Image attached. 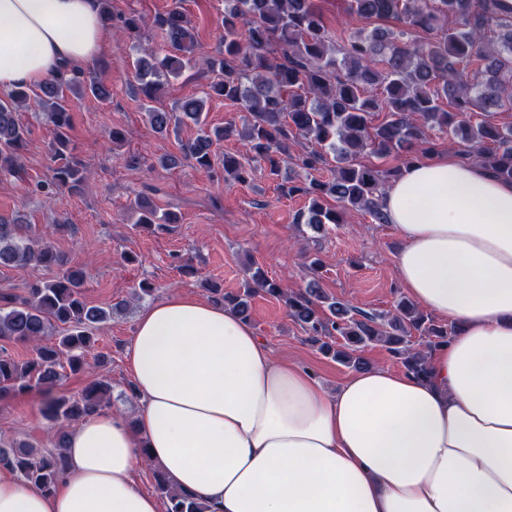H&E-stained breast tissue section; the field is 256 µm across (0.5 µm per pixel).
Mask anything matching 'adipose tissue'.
<instances>
[{
	"label": "adipose tissue",
	"instance_id": "ef3b65f1",
	"mask_svg": "<svg viewBox=\"0 0 512 512\" xmlns=\"http://www.w3.org/2000/svg\"><path fill=\"white\" fill-rule=\"evenodd\" d=\"M98 0H0V91L97 62ZM382 211L397 275L458 329L430 376L372 367L328 393L231 308L145 307L126 356L140 400L70 434L45 493L0 470V512H160L159 467L208 512H512V182L451 155L408 166Z\"/></svg>",
	"mask_w": 512,
	"mask_h": 512
}]
</instances>
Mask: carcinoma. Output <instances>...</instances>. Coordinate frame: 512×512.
I'll use <instances>...</instances> for the list:
<instances>
[{"label": "carcinoma", "instance_id": "1", "mask_svg": "<svg viewBox=\"0 0 512 512\" xmlns=\"http://www.w3.org/2000/svg\"><path fill=\"white\" fill-rule=\"evenodd\" d=\"M99 2L104 22L126 35V47L135 54L134 78L147 102L153 131L163 136L171 126L192 120L199 134L181 148L204 170L212 168L213 146L231 136L243 142L252 161L266 164L271 175L280 163L295 161L308 174V184L288 181L280 190L285 196L311 197L308 217L301 223L313 230L344 223L350 209L386 223L381 208L384 186L399 176L401 167L382 170L360 158L403 150L409 152L405 162L411 163L418 160L413 150L423 157L433 155L437 144L427 138L433 128L448 134V144L456 146L463 159L512 181V126L492 121L494 114L512 110V7L506 0H348L347 15L392 25L359 30L337 47L331 45L314 0H224L222 48L205 65L216 74L209 95L234 102L247 113L239 129L205 127L201 98L185 99L170 110L153 106L169 78L196 65V33L182 0H172V6L152 20L165 36L162 54L147 53L141 46L140 15H114L109 0ZM413 32L421 34L420 39L410 38ZM103 75L102 67L96 76L64 69L36 89L1 93L0 174L23 175L21 155L31 131L20 121L19 109L33 100L53 126L49 148L55 163L52 180L36 183L35 191L46 196L83 191L87 170L71 153L69 132L77 101L86 95L109 98ZM377 112L385 118L374 125ZM473 112L483 113V119L471 122ZM298 143L305 149L294 155L291 148ZM329 154L336 161L332 178L311 176ZM256 170L234 156H224L226 181L248 183ZM330 199L337 205H329ZM136 209V224L143 229L159 219L171 223L169 214L159 217L157 209L140 201ZM30 263L54 276L32 282L27 296L19 300L0 291V340L34 344V354L24 361L0 353V397L37 389L44 396L47 419L77 422L110 407L111 386L93 379L77 397L59 394L55 388L64 371L91 370L88 349L95 343L93 331L111 321L126 301L106 309L88 305L82 271L65 266L63 258L21 220L0 214V267ZM257 291L284 301L312 344L354 369L367 367L363 352L380 343L406 371L426 378L427 352L448 343L456 332V325L435 322L408 300L382 316L327 296L315 282L290 293L253 264L242 293L213 289L216 301L232 306L244 319ZM67 438L59 429L50 449L3 446L0 468L50 493L66 466ZM154 477L166 512H208L199 499L175 489L161 470H155Z\"/></svg>", "mask_w": 512, "mask_h": 512}]
</instances>
